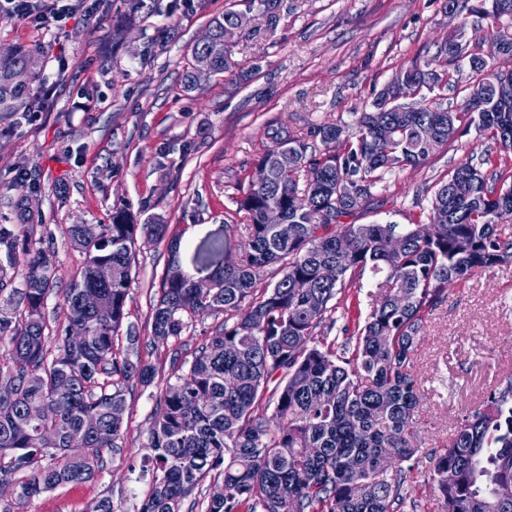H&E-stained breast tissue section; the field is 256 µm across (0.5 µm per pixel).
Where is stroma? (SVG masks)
Listing matches in <instances>:
<instances>
[{
    "label": "stroma",
    "mask_w": 512,
    "mask_h": 512,
    "mask_svg": "<svg viewBox=\"0 0 512 512\" xmlns=\"http://www.w3.org/2000/svg\"><path fill=\"white\" fill-rule=\"evenodd\" d=\"M444 3L281 0L275 19L254 14L233 48L239 66H257V73L242 84L230 72L189 93L182 74L191 48L229 0H158L157 14L132 30L122 49L112 45V18L123 0H108L96 18L77 17L64 35L0 18V42L44 46L53 80L45 111L0 119V226L16 229L11 204L32 197L34 233L51 231L63 286L83 262L68 227L109 223L113 206L125 205L140 221L181 229L183 266L197 278L209 276L193 257L198 246L223 237L225 225L242 223L235 199L270 144L268 127L284 125L300 137L350 120L396 71L423 62L447 38ZM62 57L69 65L61 74ZM483 147L471 130L424 165L388 175L375 191L379 206L355 223L421 221L427 187ZM168 260L166 242L139 239L127 320L156 376L127 389L119 447L104 451L92 479L41 494L15 512H94L106 497L115 512H137L147 497L143 466L171 353L178 348L190 359L225 319L221 312L195 318L177 341L153 336L149 303ZM415 370L419 469L426 472L458 423L512 376V261L449 286L428 317Z\"/></svg>",
    "instance_id": "stroma-1"
}]
</instances>
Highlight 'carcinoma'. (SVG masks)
<instances>
[{
  "mask_svg": "<svg viewBox=\"0 0 512 512\" xmlns=\"http://www.w3.org/2000/svg\"><path fill=\"white\" fill-rule=\"evenodd\" d=\"M156 0H124L112 23L113 39L155 14ZM213 18L207 45L195 43L183 88L198 87V73L234 70L224 47V23L253 8L273 19L280 0H242ZM445 13L459 25L424 64L399 70L355 120L317 126L311 140L273 129L272 145L256 168L265 181L248 183L234 199L243 227L227 224L224 238L199 250L210 265L233 249L234 257L210 273L203 294L179 263L181 238L169 225L143 224L124 205L95 240L81 225L69 227L83 255L79 272L62 289L66 324L49 327L47 299L56 287L51 242L0 227L9 252L0 266V298L13 306L0 315V483L20 486L18 501L99 471L101 453L123 437L125 389L149 384L153 366L142 361L140 337L126 323L138 238H169L171 263L151 305L159 338L179 339L189 320L222 312L224 328L205 337L192 360L173 358L175 381L160 393L147 463L151 485L139 512H404L407 483L419 469L414 421L420 386L414 360L426 316L447 295L448 284L475 269L512 260V70L471 52L469 18L491 19L474 31L504 46L512 59V0H447ZM469 74H460L462 63ZM43 47L13 45L0 53V116L26 109L46 81ZM462 96L452 111L427 98L441 82ZM417 88L407 103L399 86ZM391 130L387 145L378 127ZM491 144L476 163L454 168L432 189L427 214L431 234L398 224H347L370 209L374 190L396 170L418 167L439 146L468 129ZM323 147L313 157L316 145ZM275 207L282 224L264 223ZM406 236L397 256L388 238ZM112 266V282L97 278ZM277 266L275 282L264 272ZM333 265L338 277L321 278ZM384 275L388 291L366 315L344 326L343 341L329 338L349 290L365 272ZM20 279L21 287L12 286ZM300 282L310 283L299 288ZM234 321H229V318ZM86 336L73 341L70 326ZM428 481L443 512H512V499L495 489L512 486V381L492 391L455 429L433 460ZM224 493L195 497L204 483Z\"/></svg>",
  "mask_w": 512,
  "mask_h": 512,
  "instance_id": "carcinoma-1",
  "label": "carcinoma"
}]
</instances>
